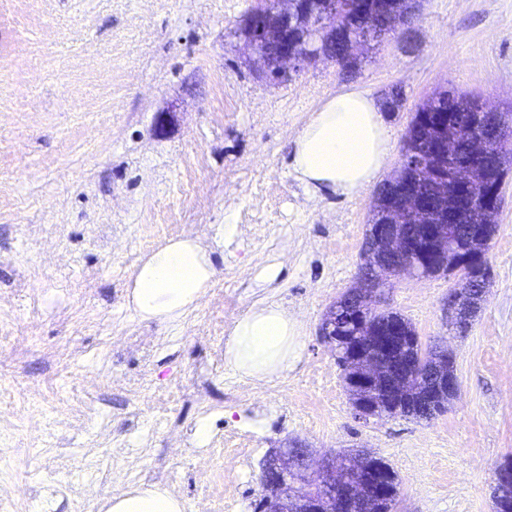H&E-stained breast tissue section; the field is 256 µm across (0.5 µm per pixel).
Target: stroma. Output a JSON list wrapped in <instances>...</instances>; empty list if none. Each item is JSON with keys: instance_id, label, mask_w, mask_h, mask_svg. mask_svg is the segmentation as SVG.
Masks as SVG:
<instances>
[{"instance_id": "stroma-1", "label": "stroma", "mask_w": 512, "mask_h": 512, "mask_svg": "<svg viewBox=\"0 0 512 512\" xmlns=\"http://www.w3.org/2000/svg\"><path fill=\"white\" fill-rule=\"evenodd\" d=\"M255 4L0 0V485L26 486L16 512H106L133 483L168 487L185 512L202 499L257 512L261 462L292 440L315 458L382 457L395 512H494L496 472L512 461V172L466 334L444 312L454 277H392L379 303L451 350L457 398L430 420L365 422L319 327L358 278L376 187L313 194L290 156L340 92L403 91L382 180L432 92L512 104V0H421L408 41L362 50L353 77L322 60L278 85L233 36ZM185 236L210 246V287L180 323L140 319L131 277ZM270 264L281 276L266 285ZM260 303L300 331L297 360L269 381L213 348ZM229 432L253 437L245 461L225 462Z\"/></svg>"}]
</instances>
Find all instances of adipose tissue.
I'll return each mask as SVG.
<instances>
[{
    "instance_id": "1",
    "label": "adipose tissue",
    "mask_w": 512,
    "mask_h": 512,
    "mask_svg": "<svg viewBox=\"0 0 512 512\" xmlns=\"http://www.w3.org/2000/svg\"><path fill=\"white\" fill-rule=\"evenodd\" d=\"M392 148L380 103L346 91L329 98L293 141L291 167L309 190L352 196L370 184ZM215 275L209 252L195 238L173 239L134 273L129 304L143 320L175 322L192 309ZM300 349L295 322L276 305L255 306L229 331L226 360L238 373L269 379L288 369ZM108 512H184L182 501L158 485H132Z\"/></svg>"
}]
</instances>
